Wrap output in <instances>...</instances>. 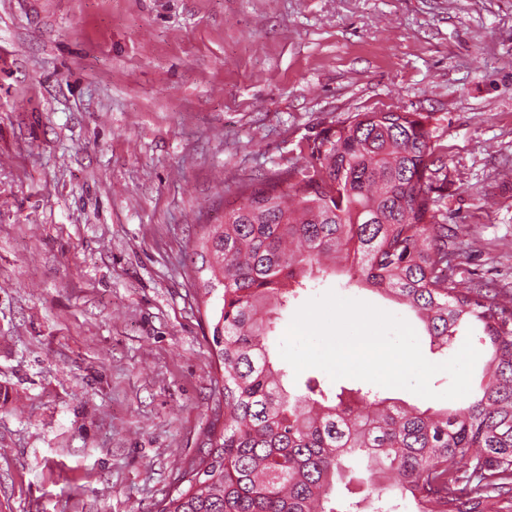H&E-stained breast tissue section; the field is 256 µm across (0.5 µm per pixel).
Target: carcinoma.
Returning <instances> with one entry per match:
<instances>
[{
    "label": "carcinoma",
    "instance_id": "carcinoma-1",
    "mask_svg": "<svg viewBox=\"0 0 512 512\" xmlns=\"http://www.w3.org/2000/svg\"><path fill=\"white\" fill-rule=\"evenodd\" d=\"M447 182L429 116L390 110L357 112L307 143L303 164L238 184L241 204L204 227L191 260L215 296L224 404L187 489L158 512H361L336 495L356 457L375 512L393 495L412 512H512V291L449 276ZM339 272L408 306L439 351L477 326L490 350L478 398L421 410L312 380L291 394L269 336L300 292Z\"/></svg>",
    "mask_w": 512,
    "mask_h": 512
}]
</instances>
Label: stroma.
Wrapping results in <instances>:
<instances>
[{"mask_svg":"<svg viewBox=\"0 0 512 512\" xmlns=\"http://www.w3.org/2000/svg\"><path fill=\"white\" fill-rule=\"evenodd\" d=\"M430 117L512 285V0H0V512H157L218 398L195 240L356 112ZM335 291L416 324L345 276Z\"/></svg>","mask_w":512,"mask_h":512,"instance_id":"stroma-1","label":"stroma"}]
</instances>
